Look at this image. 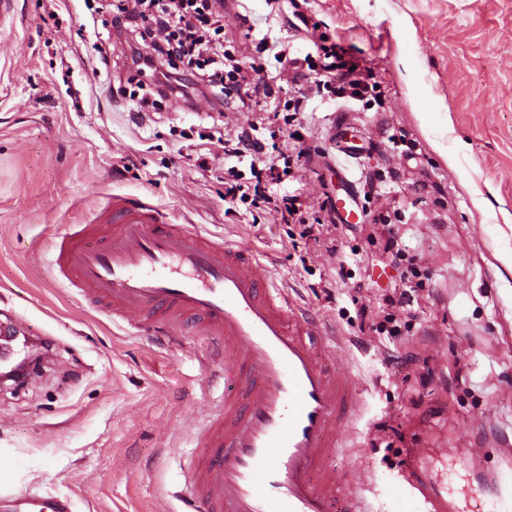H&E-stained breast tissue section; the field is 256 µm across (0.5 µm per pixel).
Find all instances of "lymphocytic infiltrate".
I'll return each mask as SVG.
<instances>
[{
	"label": "lymphocytic infiltrate",
	"instance_id": "1",
	"mask_svg": "<svg viewBox=\"0 0 512 512\" xmlns=\"http://www.w3.org/2000/svg\"><path fill=\"white\" fill-rule=\"evenodd\" d=\"M112 26L129 33L128 96L139 105H150L154 94L182 98L190 89L210 90L221 101L234 100L252 111L257 107L253 94H272L267 82L256 80L257 65L240 58L236 41L226 37L224 0H117ZM289 68L292 83L308 79L317 90L330 88L355 101L366 99L374 77L371 68L343 57L334 44L321 46L318 56L290 59ZM257 129V123H250L228 150L229 155H250L258 162L248 180L228 168L224 180L228 211L236 213L242 205L256 218L273 210L282 223L302 225V237H309L315 227L331 223V206H303L296 198L278 195L272 186L280 179L279 162L308 158L310 150L297 143L287 153L267 151Z\"/></svg>",
	"mask_w": 512,
	"mask_h": 512
}]
</instances>
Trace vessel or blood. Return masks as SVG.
<instances>
[{"label":"vessel or blood","mask_w":512,"mask_h":512,"mask_svg":"<svg viewBox=\"0 0 512 512\" xmlns=\"http://www.w3.org/2000/svg\"><path fill=\"white\" fill-rule=\"evenodd\" d=\"M52 261L112 321L145 332L201 323L220 340L234 388L195 441L192 512H371L327 468L349 447L354 383L326 367L332 339L311 343L316 322L253 255L116 195L97 223L58 237Z\"/></svg>","instance_id":"1"}]
</instances>
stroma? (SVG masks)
Here are the masks:
<instances>
[{
	"label": "stroma",
	"instance_id": "obj_1",
	"mask_svg": "<svg viewBox=\"0 0 512 512\" xmlns=\"http://www.w3.org/2000/svg\"><path fill=\"white\" fill-rule=\"evenodd\" d=\"M307 11L315 26L303 31L281 0H227L224 30L267 77L288 71L275 48L302 57L328 35L373 70L381 109L312 92L289 126L203 98L143 110L116 93L125 43L111 33V11L14 0L12 22L0 25V326L51 360L27 384L0 388V512H15L11 492L66 502L68 512H187L192 440L224 390L200 371L208 336L199 327L171 341L114 323L63 288L51 262L55 238L92 223L115 194L251 249L334 334L327 360L356 380L358 409L344 423L349 450L328 466L374 512H399L394 487L411 467L447 512H471L506 471L512 0H308ZM250 31L268 36L270 50L257 53ZM99 32L111 36L106 68ZM255 120L265 144L295 129L311 148L278 194L351 200L359 220L338 221L337 250L274 212L225 214V173L250 162L228 158L223 142ZM392 129L405 145L392 148ZM341 139L358 156L347 170ZM381 214L390 226L375 223ZM392 233L405 248L396 264L384 251ZM414 278L407 326L378 335L384 296Z\"/></svg>",
	"mask_w": 512,
	"mask_h": 512
}]
</instances>
